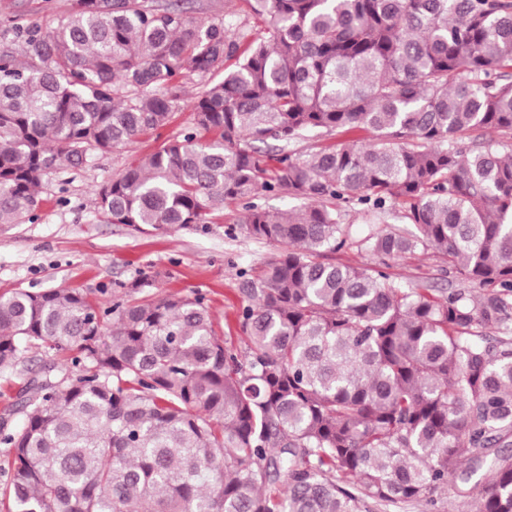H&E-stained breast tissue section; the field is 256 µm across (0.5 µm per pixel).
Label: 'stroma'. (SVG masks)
Listing matches in <instances>:
<instances>
[{"mask_svg": "<svg viewBox=\"0 0 512 512\" xmlns=\"http://www.w3.org/2000/svg\"><path fill=\"white\" fill-rule=\"evenodd\" d=\"M69 8L70 0H0V53L18 51L26 32L53 30ZM181 82L184 95L169 126L128 148L98 155L80 167L61 166L44 177L37 220L0 229V293L74 288L96 299L117 300L138 281L145 284L144 294L153 297L201 293L217 334L243 348L239 314L246 300L241 284L258 274L281 246L244 232L242 204L225 205L206 224L142 231L110 223L96 206L103 185L138 157L193 126L192 103L207 80L187 74ZM387 272L395 282L418 284L436 295L459 285L431 250L391 262ZM42 363V353L34 349L27 354L29 375L0 373V419H7L9 428L20 427L24 415L7 413V405L16 402Z\"/></svg>", "mask_w": 512, "mask_h": 512, "instance_id": "1", "label": "stroma"}]
</instances>
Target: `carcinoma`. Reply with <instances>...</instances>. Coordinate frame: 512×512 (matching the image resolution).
I'll return each instance as SVG.
<instances>
[{"mask_svg":"<svg viewBox=\"0 0 512 512\" xmlns=\"http://www.w3.org/2000/svg\"><path fill=\"white\" fill-rule=\"evenodd\" d=\"M247 2L205 24L72 0L0 55L1 225L37 218L49 171L168 126L190 72L220 75L194 127L104 185L99 210L176 230L243 202L246 233L283 245L243 282L241 350L201 294L0 295V372L49 357L23 425L0 427V512H437L476 483L479 512H512V0ZM337 130L371 142L292 149ZM268 141L272 169L253 147ZM400 200L402 223L351 238L341 204L385 223ZM353 246L382 265L431 246L460 286L328 260Z\"/></svg>","mask_w":512,"mask_h":512,"instance_id":"carcinoma-1","label":"carcinoma"}]
</instances>
